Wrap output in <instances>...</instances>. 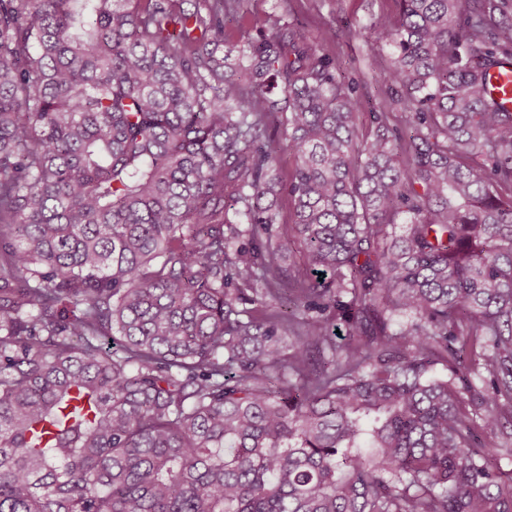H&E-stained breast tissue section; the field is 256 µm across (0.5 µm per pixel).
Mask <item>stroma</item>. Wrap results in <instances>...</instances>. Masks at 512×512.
Here are the masks:
<instances>
[{
  "instance_id": "stroma-1",
  "label": "stroma",
  "mask_w": 512,
  "mask_h": 512,
  "mask_svg": "<svg viewBox=\"0 0 512 512\" xmlns=\"http://www.w3.org/2000/svg\"><path fill=\"white\" fill-rule=\"evenodd\" d=\"M398 12L397 0H243L238 13L226 19L224 37L230 44L242 41L255 17L275 13L298 19L310 43L350 75L358 95L371 99L378 110L400 113L406 104L378 81L392 51L368 34L372 25L394 24Z\"/></svg>"
}]
</instances>
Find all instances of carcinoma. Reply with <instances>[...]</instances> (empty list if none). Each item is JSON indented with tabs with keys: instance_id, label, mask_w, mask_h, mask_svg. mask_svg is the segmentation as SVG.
I'll use <instances>...</instances> for the list:
<instances>
[{
	"instance_id": "obj_1",
	"label": "carcinoma",
	"mask_w": 512,
	"mask_h": 512,
	"mask_svg": "<svg viewBox=\"0 0 512 512\" xmlns=\"http://www.w3.org/2000/svg\"><path fill=\"white\" fill-rule=\"evenodd\" d=\"M192 2L0 0V512H512V0L369 29L401 131ZM489 92L512 112V68L504 67L490 71L488 78Z\"/></svg>"
}]
</instances>
